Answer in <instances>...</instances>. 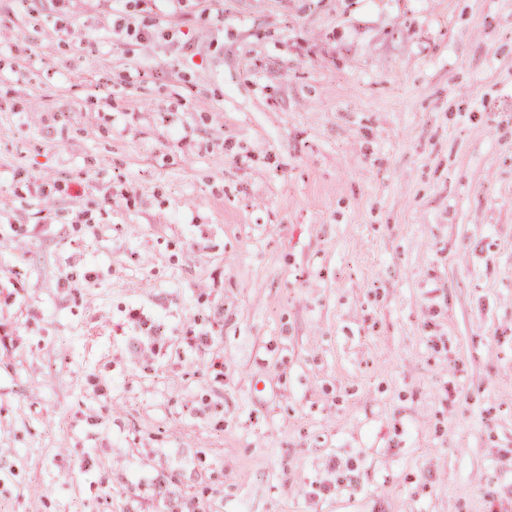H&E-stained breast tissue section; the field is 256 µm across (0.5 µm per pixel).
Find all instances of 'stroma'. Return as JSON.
Listing matches in <instances>:
<instances>
[{"label":"stroma","instance_id":"obj_1","mask_svg":"<svg viewBox=\"0 0 512 512\" xmlns=\"http://www.w3.org/2000/svg\"><path fill=\"white\" fill-rule=\"evenodd\" d=\"M179 5L0 0V512H512V0Z\"/></svg>","mask_w":512,"mask_h":512}]
</instances>
